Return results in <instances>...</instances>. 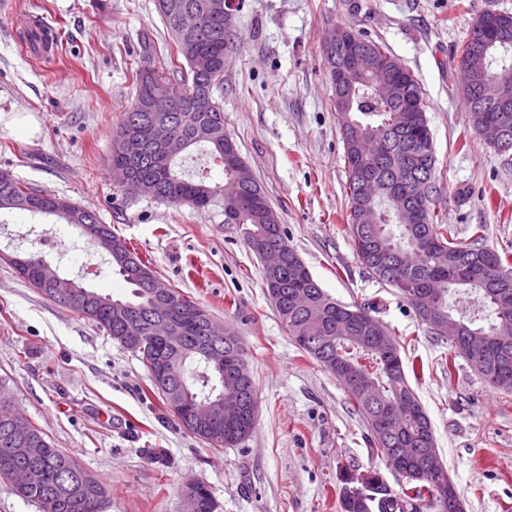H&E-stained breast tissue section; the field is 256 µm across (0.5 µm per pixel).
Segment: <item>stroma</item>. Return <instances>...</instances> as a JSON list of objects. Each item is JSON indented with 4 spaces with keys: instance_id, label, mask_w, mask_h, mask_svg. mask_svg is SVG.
I'll list each match as a JSON object with an SVG mask.
<instances>
[{
    "instance_id": "obj_1",
    "label": "stroma",
    "mask_w": 512,
    "mask_h": 512,
    "mask_svg": "<svg viewBox=\"0 0 512 512\" xmlns=\"http://www.w3.org/2000/svg\"><path fill=\"white\" fill-rule=\"evenodd\" d=\"M0 7V172L68 198L112 225L159 277L234 329L257 389L251 435L233 448L184 432L138 353L32 288L0 262V380L56 448L103 478L101 512H183L182 486L212 487L217 512H340L344 473L400 478L367 440L336 377L278 318L261 262L222 208L197 210L113 184L112 134L134 99L131 71L151 34L172 43L155 0H8ZM512 0H246L224 70V129L288 235L332 298L369 303L398 341L411 385L465 512H512V392L449 361L407 302L372 278L344 231V144L322 44L336 27L385 43L417 77L433 136L434 206L460 236L512 259V169L470 123L457 68L475 17ZM59 31L34 56L15 33L25 13ZM0 250L39 251L70 278L130 297L109 256L53 216L0 213Z\"/></svg>"
}]
</instances>
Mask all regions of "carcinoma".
I'll use <instances>...</instances> for the list:
<instances>
[{"label": "carcinoma", "instance_id": "carcinoma-1", "mask_svg": "<svg viewBox=\"0 0 512 512\" xmlns=\"http://www.w3.org/2000/svg\"><path fill=\"white\" fill-rule=\"evenodd\" d=\"M186 4L187 18L194 21L192 51L186 55L179 44L157 62L141 64L135 70L136 95L122 113L112 137V165L130 166L138 180L154 183L158 200L175 206L189 205L206 210L219 205L218 190L224 191V223L234 224L249 246L268 235L270 208L259 183L245 179L234 158L226 151L229 135L224 131V109L206 112L198 109L196 98L201 94L214 96L222 89L224 68L232 53L237 32L234 19L209 11L210 0H181ZM485 25L512 27V14L493 16L484 12L476 17L468 40L461 46L458 67L466 68L472 76V88L464 93L470 112V122L476 128L494 122L512 136L511 112H484L477 95L484 76L497 70H512V45L500 50L486 48ZM345 32L356 40L357 61L345 68L344 90L351 103L350 115L354 124L338 118L345 149L347 182L344 192L349 214L345 230L350 236L361 264L374 278L395 289L412 307L430 332L448 343L451 355L448 369H453L457 357H465L463 346L468 336H480L485 346L483 363L473 369L497 389H512V359L503 362L497 340L512 336V302L502 309L488 278L501 273L511 278L501 282L512 298V266L497 257L499 269L486 266L482 255L490 252L483 244L482 227L468 238L458 237L454 227L447 224L432 200L416 201L413 206L422 210L420 220H401L394 204L395 196L408 188L424 168L436 165V157H428L423 139H432L426 113L400 112L398 108L411 100H422L421 87L415 76L404 68L383 43L367 39L351 29ZM169 87V96L155 98L156 84ZM399 88L392 104L382 103L377 90L384 84ZM166 120L174 138L186 148L203 145L208 148L212 162L224 172V183H211L200 175L187 178L176 170L177 160L160 155L154 147L141 141L138 128L153 120ZM66 199L43 193L18 179L0 184V211L26 210L32 213L55 215L66 224L80 227L97 224L95 213L83 208H66ZM363 208L375 212L373 224L355 223V213ZM396 225L393 233L390 225ZM278 236L286 250L285 266L279 269L281 294L270 298L282 323L292 336H315L327 341L326 348L317 351L303 348L309 357L327 371L336 367L351 370L360 385L347 376H337L356 412L362 417L371 435V443L380 451L384 462L398 448H407L402 469L408 473L400 491L394 492L376 471L369 472L370 488L366 493L382 500L377 505L369 499L352 501L339 496L340 512H448V480L430 471L436 444L430 420L410 386L401 357L384 358L377 346L362 337L371 335L365 329L364 316L359 310L371 313L370 306L352 303L344 305L333 300L314 278L295 276V263L300 257L288 244L283 229ZM30 272L22 277L47 297L52 291L38 277L46 263L40 252L22 255ZM116 271L133 286L134 306L118 315L108 306L85 300L92 289L77 284L70 294L55 298L78 316L91 321L121 346L130 348L129 339L143 337L135 348L141 353L145 366L155 358L165 356L172 361V380L168 388L153 383L179 424L189 433L209 442V432L189 426L176 410L179 405L207 401L213 397L214 380L203 366L202 359L192 349L205 336L198 322L184 317L182 309H196L199 303L179 291H174L176 304L171 319L180 327V340L168 345L144 336L142 328L149 322L150 312L145 286L121 271ZM473 292L481 306L488 311V325L476 324V318L448 305V295L458 290ZM239 378L224 375V392L237 389ZM249 389L248 410L228 420L219 417L215 426L224 435V446L236 447L251 433L257 410V392L253 379L244 381ZM15 412L14 397L0 383V457L10 447L7 424ZM30 447L37 449L31 464L39 479L21 498L35 503L41 512H100L107 496L106 485L98 478L87 488L81 476L87 473L72 456L55 448L45 434L32 427Z\"/></svg>", "mask_w": 512, "mask_h": 512}]
</instances>
